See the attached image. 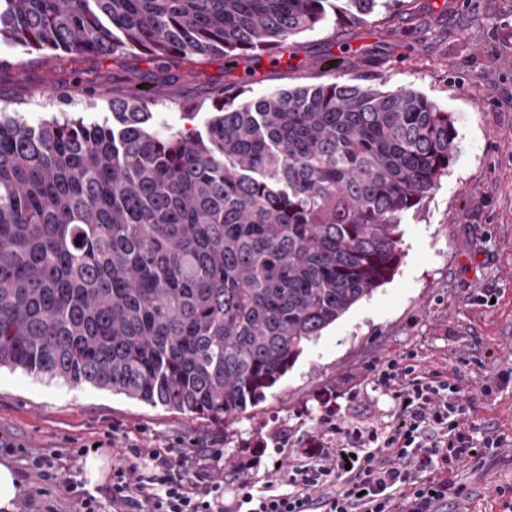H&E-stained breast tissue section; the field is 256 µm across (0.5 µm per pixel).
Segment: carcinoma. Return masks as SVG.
Masks as SVG:
<instances>
[{"instance_id": "cac0c4a2", "label": "carcinoma", "mask_w": 512, "mask_h": 512, "mask_svg": "<svg viewBox=\"0 0 512 512\" xmlns=\"http://www.w3.org/2000/svg\"><path fill=\"white\" fill-rule=\"evenodd\" d=\"M381 0H0L25 50L172 66L281 63L330 14ZM225 73L205 130L159 131L153 91L112 122L0 110V368L228 421L398 268L404 216L456 152L410 88L294 85L243 97Z\"/></svg>"}]
</instances>
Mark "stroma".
Listing matches in <instances>:
<instances>
[{
	"label": "stroma",
	"mask_w": 512,
	"mask_h": 512,
	"mask_svg": "<svg viewBox=\"0 0 512 512\" xmlns=\"http://www.w3.org/2000/svg\"><path fill=\"white\" fill-rule=\"evenodd\" d=\"M376 45L374 57L342 58L339 47ZM308 84L343 81L381 90L415 89L444 111L457 130L447 173L401 226L403 250L395 275L364 297L305 346L263 402L228 423L189 417L88 385L48 382L0 370V439L20 445L0 450V461L29 471L33 455L114 433V448H164L199 439L223 449L205 473L223 483L232 504L241 481L286 483L304 459L309 437L326 434L320 416L334 397L349 423L389 425L393 403L372 371L405 352L438 369L465 390L476 425L474 447L496 428L504 444L478 470L461 472L466 491L457 512H500L495 486H512V0H401L378 8L366 22L329 17L291 38ZM194 78L158 94L159 122L204 128L223 95L224 57L190 62ZM147 62L77 56L67 51L24 53L0 41V107L37 124L49 112H75L85 122L110 115L113 96L134 90L132 76ZM127 72L128 82L114 74ZM494 385L493 394L483 392ZM284 441L280 470L252 457L260 441Z\"/></svg>",
	"instance_id": "1"
}]
</instances>
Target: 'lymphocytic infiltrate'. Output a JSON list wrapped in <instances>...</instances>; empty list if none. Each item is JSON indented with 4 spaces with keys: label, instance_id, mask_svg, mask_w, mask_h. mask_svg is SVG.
Instances as JSON below:
<instances>
[{
    "label": "lymphocytic infiltrate",
    "instance_id": "1",
    "mask_svg": "<svg viewBox=\"0 0 512 512\" xmlns=\"http://www.w3.org/2000/svg\"><path fill=\"white\" fill-rule=\"evenodd\" d=\"M376 376L395 403L391 425L352 428L329 407L323 422L340 435L339 444L309 439L306 462L289 477L290 490L269 481L242 483L233 512H443L460 498L461 469L486 449L502 447V437L485 436L483 447H473L468 396L442 371L420 367L414 353L382 364ZM91 450L85 443L34 458L38 495L64 487L72 512H224L222 484L200 472L201 449H120L101 498L57 467Z\"/></svg>",
    "mask_w": 512,
    "mask_h": 512
}]
</instances>
